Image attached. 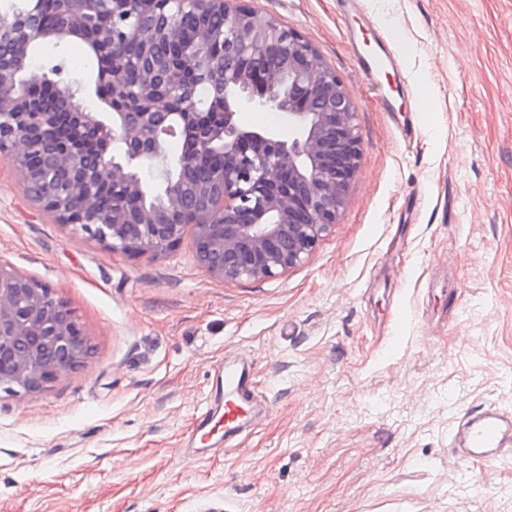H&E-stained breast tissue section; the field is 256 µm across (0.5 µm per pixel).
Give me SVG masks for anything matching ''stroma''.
Returning a JSON list of instances; mask_svg holds the SVG:
<instances>
[{
    "mask_svg": "<svg viewBox=\"0 0 512 512\" xmlns=\"http://www.w3.org/2000/svg\"><path fill=\"white\" fill-rule=\"evenodd\" d=\"M427 95L417 132L381 112L336 0H251L300 32L357 111L347 204L301 265L224 282L189 247L129 258L28 199L0 155V261L48 285L92 338L37 396L0 389V512H512V459L449 447L512 410V0H363ZM88 110L96 59L40 42ZM262 414L188 461L224 361Z\"/></svg>",
    "mask_w": 512,
    "mask_h": 512,
    "instance_id": "stroma-1",
    "label": "stroma"
}]
</instances>
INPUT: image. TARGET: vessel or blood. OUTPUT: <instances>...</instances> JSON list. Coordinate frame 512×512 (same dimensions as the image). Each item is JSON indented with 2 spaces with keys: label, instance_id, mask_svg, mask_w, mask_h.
Instances as JSON below:
<instances>
[{
  "label": "vessel or blood",
  "instance_id": "obj_1",
  "mask_svg": "<svg viewBox=\"0 0 512 512\" xmlns=\"http://www.w3.org/2000/svg\"><path fill=\"white\" fill-rule=\"evenodd\" d=\"M376 47L365 51L356 29H348L347 40L351 49L360 59L361 71L373 88H380L379 80L383 71L397 69L398 46L394 45L390 31L384 27L376 29ZM219 393L200 416L193 444L208 445L214 415L224 420V434L237 435L244 419L256 405L252 385L251 368L244 362H230L220 365L216 374ZM461 453L478 461H502L512 456V412L488 407L479 409L460 420L453 431Z\"/></svg>",
  "mask_w": 512,
  "mask_h": 512
}]
</instances>
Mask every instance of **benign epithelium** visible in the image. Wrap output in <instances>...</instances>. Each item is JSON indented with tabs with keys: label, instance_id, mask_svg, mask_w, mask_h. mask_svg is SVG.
<instances>
[{
	"label": "benign epithelium",
	"instance_id": "7a95c632",
	"mask_svg": "<svg viewBox=\"0 0 512 512\" xmlns=\"http://www.w3.org/2000/svg\"><path fill=\"white\" fill-rule=\"evenodd\" d=\"M112 15H135L133 26L113 24L99 40L119 48L101 65L112 98L128 97L126 70L140 75L134 104L110 122L74 103L32 97L19 74L37 40L82 35L92 0H57L64 24L49 31L34 17L0 14V152L25 172V191L44 210L128 257L177 250L186 234L196 261L222 281H262L301 265L336 224L361 159L355 105L340 78L300 33L259 15L250 0H109ZM189 9L199 29L197 51L176 66L168 54L180 35L176 18ZM264 56L260 67L247 62ZM224 99V121L196 126L207 101L188 74ZM184 91L181 111H170L159 87ZM245 104L288 114L298 136L281 140L267 129L240 126ZM189 135L193 153L179 173L160 172L162 193L150 194L140 176L146 162L164 159L169 138ZM120 140L127 155H109ZM224 153L220 173L184 189L196 159ZM37 152L42 167L28 157ZM104 182L139 201L135 209L103 210ZM91 337L53 289L0 262V387L32 396L88 358Z\"/></svg>",
	"mask_w": 512,
	"mask_h": 512
}]
</instances>
